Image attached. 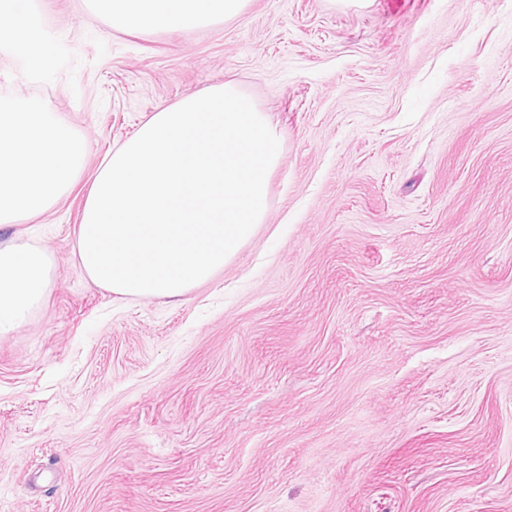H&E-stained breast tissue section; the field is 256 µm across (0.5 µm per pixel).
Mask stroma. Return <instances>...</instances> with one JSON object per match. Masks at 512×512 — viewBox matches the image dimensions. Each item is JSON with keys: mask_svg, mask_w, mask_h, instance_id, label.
I'll return each instance as SVG.
<instances>
[{"mask_svg": "<svg viewBox=\"0 0 512 512\" xmlns=\"http://www.w3.org/2000/svg\"><path fill=\"white\" fill-rule=\"evenodd\" d=\"M0 104L88 141L53 257L0 338V512H512V0H249L118 31L23 0ZM233 83L283 137L254 237L183 301L117 299L77 256L97 169ZM0 39L15 40L30 71L37 72L46 59L45 43L40 28L30 18L15 14L14 11L0 5Z\"/></svg>", "mask_w": 512, "mask_h": 512, "instance_id": "35a3bbf8", "label": "stroma"}]
</instances>
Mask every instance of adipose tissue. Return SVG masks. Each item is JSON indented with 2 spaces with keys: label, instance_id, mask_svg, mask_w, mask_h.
<instances>
[{
  "label": "adipose tissue",
  "instance_id": "ef3b65f1",
  "mask_svg": "<svg viewBox=\"0 0 512 512\" xmlns=\"http://www.w3.org/2000/svg\"><path fill=\"white\" fill-rule=\"evenodd\" d=\"M249 0H93L121 31L188 27L240 15ZM0 39L19 42L29 70L46 59L40 28L0 6ZM87 154L85 137L48 112L0 111V226L37 218L79 180ZM53 262L41 247L0 243V335L26 322L51 286Z\"/></svg>",
  "mask_w": 512,
  "mask_h": 512
}]
</instances>
